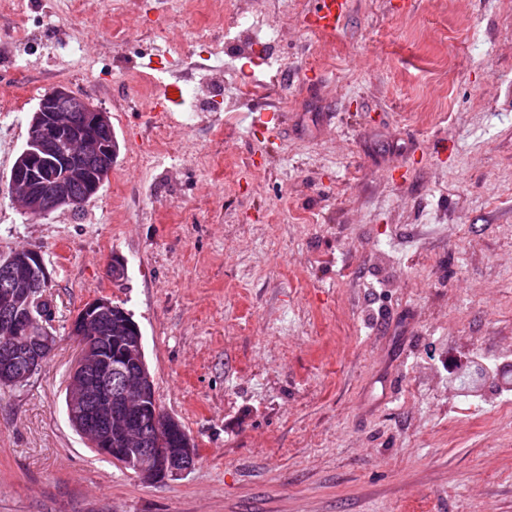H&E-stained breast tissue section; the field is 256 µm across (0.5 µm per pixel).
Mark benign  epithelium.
I'll use <instances>...</instances> for the list:
<instances>
[{"mask_svg":"<svg viewBox=\"0 0 512 512\" xmlns=\"http://www.w3.org/2000/svg\"><path fill=\"white\" fill-rule=\"evenodd\" d=\"M82 113V122L72 112ZM108 113L60 85L39 100L26 147L14 162L8 189L23 213L49 214L79 203L73 186L94 196L112 171ZM58 176L44 179L47 167ZM48 271L42 253L21 249L0 259V386L26 383L51 352L50 331L37 315ZM79 343L71 370L67 410L90 445L114 461L135 466L145 483H163L190 472L198 449L180 421L159 415L153 377L138 324L112 300L98 296L69 325Z\"/></svg>","mask_w":512,"mask_h":512,"instance_id":"7a95c632","label":"benign epithelium"}]
</instances>
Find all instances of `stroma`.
Here are the masks:
<instances>
[{
	"label": "stroma",
	"mask_w": 512,
	"mask_h": 512,
	"mask_svg": "<svg viewBox=\"0 0 512 512\" xmlns=\"http://www.w3.org/2000/svg\"><path fill=\"white\" fill-rule=\"evenodd\" d=\"M69 2L30 0L24 44L0 0V85L18 89L0 256L41 251L56 337L26 386L0 387V512H512V390L464 405L448 371L512 372V0H350L325 35L312 0H251L286 31L281 72L205 56L199 38L224 31L179 0H149L123 46L122 0L90 17ZM160 15L196 78L223 75L229 95L253 82L286 122L154 111L174 81L149 65ZM58 85L108 112L119 151L82 207L33 217L8 178ZM101 295L132 314L158 403L199 448L181 478L141 481L67 419L68 327Z\"/></svg>",
	"instance_id": "35a3bbf8"
}]
</instances>
